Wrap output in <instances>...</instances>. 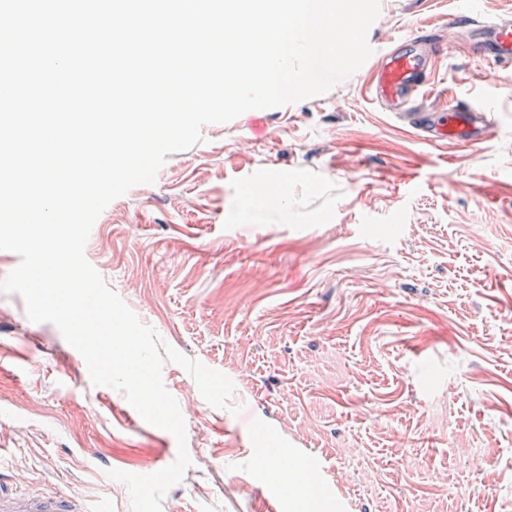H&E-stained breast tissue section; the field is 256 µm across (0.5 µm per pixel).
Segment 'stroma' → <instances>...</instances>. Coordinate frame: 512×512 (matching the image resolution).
<instances>
[{"label":"stroma","mask_w":512,"mask_h":512,"mask_svg":"<svg viewBox=\"0 0 512 512\" xmlns=\"http://www.w3.org/2000/svg\"><path fill=\"white\" fill-rule=\"evenodd\" d=\"M379 9L372 49L424 51L432 106L484 105L488 142H424L372 100L365 64L323 95L204 126L91 229L108 286L234 383L217 409L165 364L192 464L162 512H281L264 448L319 487L310 512H512V89L470 23L512 16V0ZM176 456L0 292V457L20 491L132 512L95 469L151 474Z\"/></svg>","instance_id":"obj_1"}]
</instances>
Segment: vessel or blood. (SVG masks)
<instances>
[{"label": "vessel or blood", "instance_id": "obj_1", "mask_svg": "<svg viewBox=\"0 0 512 512\" xmlns=\"http://www.w3.org/2000/svg\"><path fill=\"white\" fill-rule=\"evenodd\" d=\"M480 49L504 66L512 65V22L494 21L479 25ZM426 59L408 45L398 44L375 58L376 103L387 112L405 116L427 141L474 142L490 131L486 107L465 102L449 111L435 113L423 103L428 85L424 80ZM0 512H106L105 505L88 506L69 495L51 493L30 497L17 492L0 467Z\"/></svg>", "mask_w": 512, "mask_h": 512}]
</instances>
